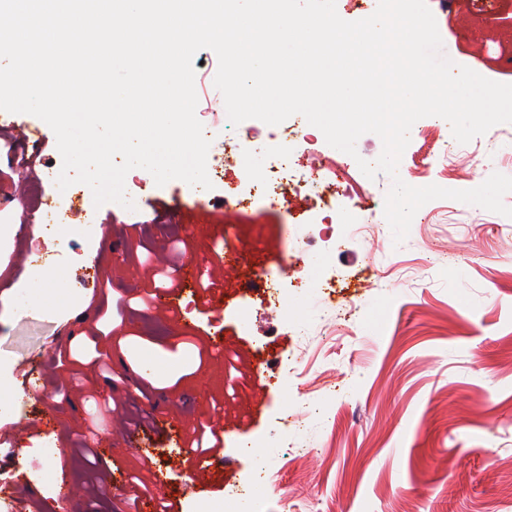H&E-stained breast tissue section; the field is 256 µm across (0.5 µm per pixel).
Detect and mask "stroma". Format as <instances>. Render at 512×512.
I'll return each instance as SVG.
<instances>
[{
  "label": "stroma",
  "mask_w": 512,
  "mask_h": 512,
  "mask_svg": "<svg viewBox=\"0 0 512 512\" xmlns=\"http://www.w3.org/2000/svg\"><path fill=\"white\" fill-rule=\"evenodd\" d=\"M456 64L512 84V9L483 13L482 0H427ZM208 166L222 189L191 194L185 182L148 184L138 209L95 206L91 189L59 190L62 166L49 147L35 178L11 168L0 139V432L24 423L11 449L27 481L14 485L25 512H126L132 473L162 474L154 498L181 512H207L238 489L251 510V481L267 477L262 512H512V218L449 199L419 210L402 244L384 217L392 181L351 165L354 198L371 206L367 235L339 228L332 292L313 285L284 296L272 313L262 289L239 292L216 244L247 254V267L290 281L321 260L314 240L289 245L283 227L307 221L306 204L257 201L228 212L224 191L245 182L243 163L225 165L222 127L210 135ZM454 142L430 116L410 132L399 175L412 186L467 190L466 157L486 173L512 176V123L457 146L458 165L428 168ZM80 209V230L42 231L44 264L28 257L40 212ZM111 219V236L100 225ZM167 259L199 270L212 289L186 286L167 335L146 328L155 311V269ZM55 360L36 389L14 367ZM241 371L226 390L224 357ZM155 361L143 375L140 358ZM144 417L137 446L116 440V416ZM224 421L231 465L190 491L175 458L198 425ZM41 443L40 453L31 444Z\"/></svg>",
  "instance_id": "1"
}]
</instances>
